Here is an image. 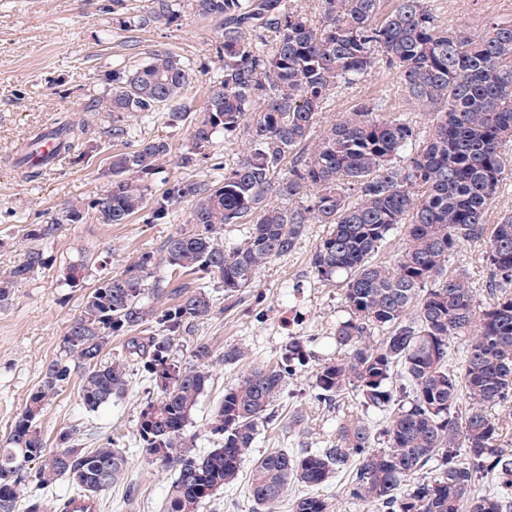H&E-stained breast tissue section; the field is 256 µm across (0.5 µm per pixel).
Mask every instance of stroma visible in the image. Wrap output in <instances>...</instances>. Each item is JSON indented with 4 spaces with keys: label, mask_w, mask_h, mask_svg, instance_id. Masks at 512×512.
Instances as JSON below:
<instances>
[{
    "label": "stroma",
    "mask_w": 512,
    "mask_h": 512,
    "mask_svg": "<svg viewBox=\"0 0 512 512\" xmlns=\"http://www.w3.org/2000/svg\"><path fill=\"white\" fill-rule=\"evenodd\" d=\"M438 20L448 28L477 32L489 19L512 20V0H428ZM219 34L210 19L184 9L177 20L149 24L139 30L120 25L112 0H0V270L22 258L28 225L43 224L65 204L85 200L107 186L105 172L113 151L107 131L112 118L90 111L89 105L109 89L113 62L128 56L145 59L153 51H169L190 60L194 76L185 102L191 116L202 110L207 89L219 68L215 46ZM379 103L384 116H402L427 130L430 115L423 106L406 100L395 74L375 68L371 75L344 90L323 114L329 124L358 103ZM83 117L89 127L87 154L79 160L64 157L34 182L22 178L14 166L19 149L30 133L53 126L63 114ZM189 205H181L169 224H98L90 220L65 225L47 246L51 266L35 271L20 283L13 299L0 308V440L38 383L42 365L58 353L61 339L79 313L85 289L63 287L64 268L77 254L89 251L106 262V271L120 270L145 250L158 249L177 231H190ZM324 234L320 224L309 225L305 236L288 257L273 261L258 272L251 288L238 299L225 302L224 310L198 323L180 338L176 355L182 363L193 361L197 342H208L215 356L211 380L189 431L197 448L208 446L206 423L226 389L254 367L280 361L292 336L309 338L316 358L336 355L332 329L342 310L339 284L319 280L311 258ZM484 240L466 243L448 258V269L467 274L479 302L490 290L482 260ZM301 314L295 331L282 327L283 318ZM241 347L244 358L235 364L222 360L225 347ZM311 369H298L276 401L269 419L259 428L253 448L261 455L273 448L289 451L325 448L333 440L337 421L357 411L353 393L330 405L311 396ZM145 397L139 375H132L127 393L95 412H85L77 386H69L41 416L44 439L54 442L57 431L78 424L99 434L112 435L129 449L128 470L122 483L104 493L111 512H162L169 473L134 453L136 420ZM304 424L288 425L296 413Z\"/></svg>",
    "instance_id": "1"
}]
</instances>
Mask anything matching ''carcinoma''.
Listing matches in <instances>:
<instances>
[{
	"mask_svg": "<svg viewBox=\"0 0 512 512\" xmlns=\"http://www.w3.org/2000/svg\"><path fill=\"white\" fill-rule=\"evenodd\" d=\"M385 2L318 0L316 27L288 0H193L198 15L219 25L221 67L177 156L189 175L165 180L157 196L146 180L159 174L172 145L164 137L133 139L122 119L165 112L169 125L185 121L193 68L167 51L113 64L112 88L93 104L112 114L109 135L122 144L109 157L108 185L30 225L23 259L0 273V306L51 265L43 243L66 224H127L136 216L164 224L189 203L195 230L169 235L158 251L98 279L83 296L59 353L0 445V512H65L64 498L48 499L62 479L71 493L95 498L124 480L128 454L112 436L68 426L49 448L38 421L73 376L82 407L95 412L125 394L132 367L149 382L136 424L140 454L173 470L163 512H199L234 484L260 424L308 364L307 340L294 338L279 363L250 370L224 392L207 422L212 447L200 454L187 427L213 354L199 342L195 363L183 366L175 341L292 253L309 224L328 226L312 265L320 280L340 281L343 301L332 332L338 355L315 364L314 400L330 404L352 390L383 421L347 415L327 448H273L253 459L252 512H278L290 483L322 487L341 474L348 475L345 495L377 512H512V444L504 435L512 425V215L492 225L484 251L488 302H478L466 274L447 273L448 255L482 238L506 177L512 21L452 30L427 0H396L391 10ZM183 7L152 0L122 23L139 28ZM379 63L409 99L430 109L428 134L401 117H380L367 103L320 128L330 102ZM50 134L75 157L89 143L86 124L72 117L59 118ZM221 135L248 144L231 163L213 153ZM39 148L28 145L18 161L31 181L52 162ZM205 164L221 178L194 179L191 172ZM233 225L248 234L227 249L224 227ZM398 229L406 242L396 261L375 262ZM90 270L87 257L69 263L63 286L83 287ZM114 336L128 337L121 358L107 352ZM455 339L465 353L451 367ZM486 474L496 477L497 490L478 489ZM288 509L334 512V504L305 493L291 497Z\"/></svg>",
	"mask_w": 512,
	"mask_h": 512,
	"instance_id": "carcinoma-1",
	"label": "carcinoma"
}]
</instances>
